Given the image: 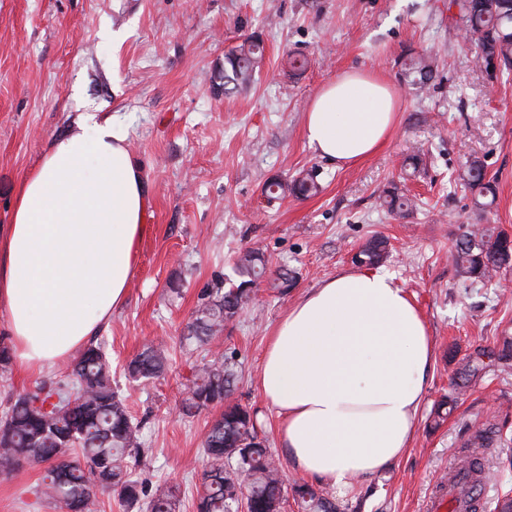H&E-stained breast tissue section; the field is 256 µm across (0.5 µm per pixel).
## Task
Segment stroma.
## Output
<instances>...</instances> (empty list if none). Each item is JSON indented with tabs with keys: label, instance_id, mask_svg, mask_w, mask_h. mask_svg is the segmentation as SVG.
Listing matches in <instances>:
<instances>
[{
	"label": "stroma",
	"instance_id": "stroma-1",
	"mask_svg": "<svg viewBox=\"0 0 512 512\" xmlns=\"http://www.w3.org/2000/svg\"><path fill=\"white\" fill-rule=\"evenodd\" d=\"M461 26L449 0H0V224L21 180L80 113L124 117L145 168L151 206L139 265L100 338L148 450L136 473L152 487L180 485L178 512H194L204 434L219 414L212 408L187 419L179 405L196 369L217 351L238 373L232 402L253 412L286 485L305 484L258 389L266 337L309 288L352 267L376 234L390 242L382 268L419 308L434 360L411 447L386 471L337 493L342 512H422L482 423L499 426L502 441L494 448L499 472L481 502L491 508L512 493V370L490 367L461 392L447 421L437 426L432 418L465 358L512 336V272L485 286L448 258L451 241L471 224L512 235V77L488 83ZM250 37L264 46L255 79L225 95L224 55ZM410 50L437 54L439 75L427 93L400 74ZM293 53L310 59L304 72L290 69ZM351 69L389 79L399 117L380 152L337 168L309 149L303 118L320 88ZM412 155L423 160L405 183L416 206L395 217L379 195ZM473 155L497 183V200L480 217L457 180ZM312 168L322 185L317 196L267 193L271 180ZM249 247L271 266L294 269V288L283 296L257 288L215 346L180 349L177 338L201 295ZM150 341L165 345L167 369L149 385L129 383L122 367ZM44 474L30 467L0 474V512H57L37 497Z\"/></svg>",
	"mask_w": 512,
	"mask_h": 512
}]
</instances>
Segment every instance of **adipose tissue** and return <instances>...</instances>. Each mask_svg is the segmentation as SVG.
<instances>
[{
    "mask_svg": "<svg viewBox=\"0 0 512 512\" xmlns=\"http://www.w3.org/2000/svg\"><path fill=\"white\" fill-rule=\"evenodd\" d=\"M397 121L385 78L349 71L304 115L306 143L337 167L380 151ZM147 177L116 116L89 112L54 138L0 224V310L22 374L66 363L126 301L149 206ZM433 341L388 272L344 269L273 328L258 386L295 470L332 488L410 448Z\"/></svg>",
    "mask_w": 512,
    "mask_h": 512,
    "instance_id": "adipose-tissue-1",
    "label": "adipose tissue"
}]
</instances>
